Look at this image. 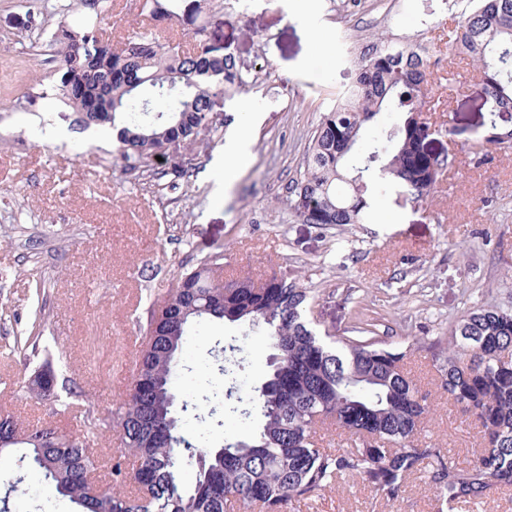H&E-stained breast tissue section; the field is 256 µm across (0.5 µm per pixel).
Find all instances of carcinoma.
Instances as JSON below:
<instances>
[{"label":"carcinoma","instance_id":"carcinoma-1","mask_svg":"<svg viewBox=\"0 0 512 512\" xmlns=\"http://www.w3.org/2000/svg\"><path fill=\"white\" fill-rule=\"evenodd\" d=\"M175 0H145L141 12L155 22L177 17ZM458 22L448 48L479 69L485 102L496 115L512 112V0H458ZM206 29L194 32L196 48L185 51L161 41L150 29L135 31L120 48L105 42L97 24L60 25L48 36L56 54L63 102L84 126L116 130V159L126 171L155 184L170 177L175 189L188 169L153 171L166 143L191 148L218 126L214 101L261 84L230 53L207 44ZM432 53L423 44L398 43L387 31L358 49L356 84L323 111L308 141L299 177L282 203L304 224H369L373 203L397 192L421 204L433 193L449 161L430 148L434 132L419 124L429 106ZM383 112L396 114L385 125ZM487 143L503 149L512 130H497ZM214 256L178 274L174 284L148 308L141 325L148 340L138 356L136 384L113 417L124 453L104 461L89 431L64 433L31 425L0 408V452H20V461L81 512H227L233 501L246 510L285 512L355 476L388 500L399 497L409 478L423 474L440 505L454 510L512 486V309L486 307L460 317L448 348L432 343L440 362L441 388L448 401L481 427L484 446L471 464H453L442 449L418 437L426 396L403 371L413 345H392L374 337L369 324L355 335L320 334L310 318L313 296L299 280L272 273L257 280L226 273ZM261 330L272 350L263 383L243 397L233 365L240 347L219 373L226 390L201 396L206 418L216 427L233 417L246 425L253 414L261 426L220 448L179 432L176 381L182 354L194 335L217 323ZM37 398L69 391L50 364ZM163 421L169 436L155 439L152 424ZM332 425L359 443L332 453L317 433ZM147 474V491L128 481L126 457Z\"/></svg>","mask_w":512,"mask_h":512}]
</instances>
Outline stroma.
<instances>
[{"label": "stroma", "instance_id": "obj_1", "mask_svg": "<svg viewBox=\"0 0 512 512\" xmlns=\"http://www.w3.org/2000/svg\"><path fill=\"white\" fill-rule=\"evenodd\" d=\"M175 36L184 47L205 28L208 44L232 52L270 77L243 94L249 104L251 161L225 185L224 143L235 103L217 100L220 135L204 139L187 190L148 186L122 171L112 138L83 127L49 80L46 55L30 39L58 25L91 19L72 0H0V406L30 423L55 421L76 431L94 410L96 445L115 456L110 418L125 397L144 338L139 323L151 300L182 267L223 252L224 267L254 277L281 272L310 288L319 331L350 335L361 321L385 341L416 349L405 372L427 395L422 437L467 465L482 446L471 419L445 400L431 342L481 306L512 308V148L493 150L491 125L512 129V112L490 117L479 74L445 43L456 19L450 0H214L193 13L177 0ZM314 27H307V20ZM387 30L405 41L436 44L437 76L457 88L436 135L435 152L453 162L438 177L430 205L390 193L369 224L317 226L289 217L280 203L296 177L320 111L356 79V47ZM39 336L37 353L10 352L15 336ZM236 342L244 367L241 392L258 385L268 350L259 334L214 324L186 355L178 397L196 400L221 385L222 347ZM50 362L73 380L76 396L34 400L25 385ZM0 473L21 478L18 492L0 484L7 512H78L45 488L18 454L0 456ZM426 477L417 475L389 501L353 477L308 500L298 512H438Z\"/></svg>", "mask_w": 512, "mask_h": 512}]
</instances>
